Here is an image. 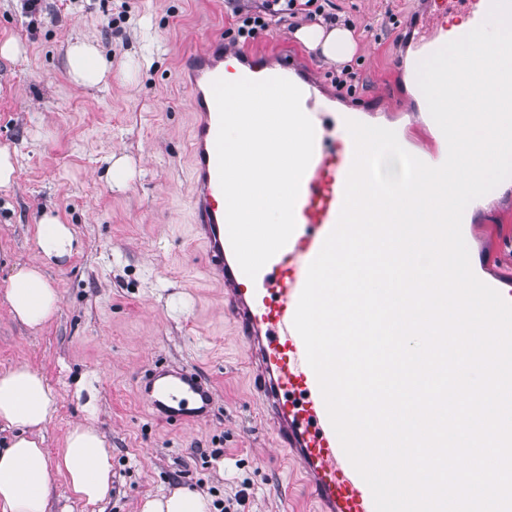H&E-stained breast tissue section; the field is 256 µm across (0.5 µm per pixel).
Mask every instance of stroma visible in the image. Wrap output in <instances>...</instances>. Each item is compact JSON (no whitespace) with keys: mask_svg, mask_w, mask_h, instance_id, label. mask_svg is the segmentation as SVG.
Wrapping results in <instances>:
<instances>
[{"mask_svg":"<svg viewBox=\"0 0 512 512\" xmlns=\"http://www.w3.org/2000/svg\"><path fill=\"white\" fill-rule=\"evenodd\" d=\"M320 2L358 41L352 92L332 84L336 63L294 38L301 20L271 22L240 52L301 61L340 108H367L369 124H388L407 149L433 145L428 114L409 110L410 80L397 64L420 0ZM236 6L259 13L263 0H43L34 17L20 0H0V44L22 48L0 57V146L16 151L15 178L0 188V370L30 365L57 392L49 455L78 422L91 423L112 450L107 500H76L57 474L51 512H138L145 497L179 487L215 503L244 492V512H314L250 397L245 345L194 232L193 104L180 70L233 26ZM77 38L95 43L111 64L105 86L69 81L67 43ZM129 61L136 70L128 79L121 67ZM115 154L129 162V188L111 181ZM47 209L74 227L79 246L49 269L59 309L32 331L12 317L4 286L16 263L32 259ZM464 239L479 276L512 288V188L477 199ZM156 362L213 383L205 422L168 424L136 396ZM81 383L92 387L93 402L76 396Z\"/></svg>","mask_w":512,"mask_h":512,"instance_id":"stroma-1","label":"stroma"}]
</instances>
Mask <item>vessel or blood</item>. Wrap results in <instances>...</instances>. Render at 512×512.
<instances>
[{
    "label": "vessel or blood",
    "mask_w": 512,
    "mask_h": 512,
    "mask_svg": "<svg viewBox=\"0 0 512 512\" xmlns=\"http://www.w3.org/2000/svg\"><path fill=\"white\" fill-rule=\"evenodd\" d=\"M491 0H426L410 21L401 65L414 69L421 57L448 40L447 16L457 14L477 27ZM224 42L211 41L193 55L189 86L195 110L194 212L206 248L208 273L224 288V310L247 347L256 398L283 455L297 463L319 512H375L372 492L347 458L328 417L315 372L293 319L308 266L335 227L344 201L351 161L327 145L316 83L300 76L301 106L317 141L295 204L296 229L287 244L259 271L246 276L232 250L217 166L219 114L212 92L224 76ZM136 394L166 422L183 425L205 418L214 389L194 371L156 365L146 370Z\"/></svg>",
    "instance_id": "obj_1"
}]
</instances>
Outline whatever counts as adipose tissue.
Returning a JSON list of instances; mask_svg holds the SVG:
<instances>
[{
  "label": "adipose tissue",
  "instance_id": "ef3b65f1",
  "mask_svg": "<svg viewBox=\"0 0 512 512\" xmlns=\"http://www.w3.org/2000/svg\"><path fill=\"white\" fill-rule=\"evenodd\" d=\"M296 38L329 60L349 59L356 43L349 29L311 24ZM69 79L76 85H102L109 64L92 43L71 41L66 56ZM36 258L14 266L5 298L14 319L37 330L49 323L59 308V295L47 277L49 267L73 255L78 238L72 225L43 214L34 235ZM57 412V394L36 369L19 365L0 371V431L10 430L0 448V512H48L52 476H65L71 494L95 505L112 486V450L93 426L78 423L67 432L56 457H49L43 432ZM210 500L183 487L170 494L145 498L139 512H210Z\"/></svg>",
  "mask_w": 512,
  "mask_h": 512
}]
</instances>
